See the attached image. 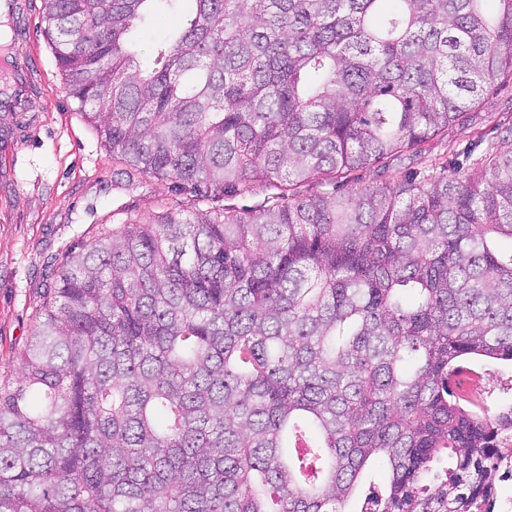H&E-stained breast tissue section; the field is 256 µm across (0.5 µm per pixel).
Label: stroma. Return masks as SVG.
Instances as JSON below:
<instances>
[{
    "instance_id": "35a3bbf8",
    "label": "stroma",
    "mask_w": 512,
    "mask_h": 512,
    "mask_svg": "<svg viewBox=\"0 0 512 512\" xmlns=\"http://www.w3.org/2000/svg\"><path fill=\"white\" fill-rule=\"evenodd\" d=\"M43 0L20 18L19 47L37 59L41 79L28 107L0 106V385L15 382L18 356L51 296L67 256L111 233L126 216L152 218L174 199L173 183L129 184L111 153L67 95L44 35ZM512 119V82L482 100L468 126L450 127L427 145L430 158L466 154L474 140L499 142L485 113Z\"/></svg>"
}]
</instances>
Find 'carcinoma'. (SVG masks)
Returning <instances> with one entry per match:
<instances>
[{"label":"carcinoma","mask_w":512,"mask_h":512,"mask_svg":"<svg viewBox=\"0 0 512 512\" xmlns=\"http://www.w3.org/2000/svg\"><path fill=\"white\" fill-rule=\"evenodd\" d=\"M181 2L44 0L113 162L210 206L70 253L0 390V512H470L512 406L451 376L512 363V126L338 188L512 80V0H195L143 62ZM421 168L418 158L406 153L390 162L385 170L372 169L371 171H363L354 173L348 185L341 187V191L345 192L352 188H362L385 182L401 181L407 178L411 172Z\"/></svg>","instance_id":"carcinoma-1"}]
</instances>
